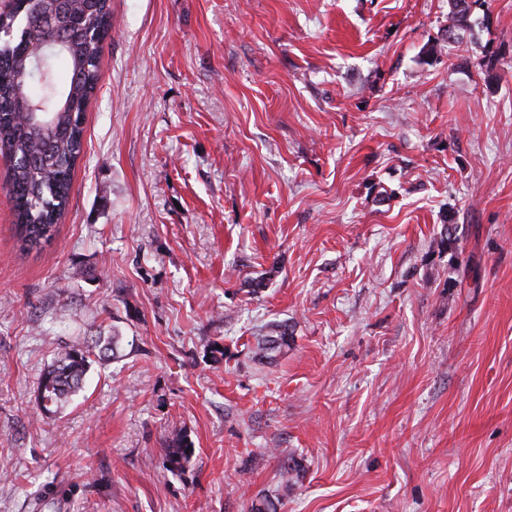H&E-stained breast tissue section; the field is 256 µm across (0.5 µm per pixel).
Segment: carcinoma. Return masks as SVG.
I'll use <instances>...</instances> for the list:
<instances>
[{
	"label": "carcinoma",
	"instance_id": "obj_1",
	"mask_svg": "<svg viewBox=\"0 0 512 512\" xmlns=\"http://www.w3.org/2000/svg\"><path fill=\"white\" fill-rule=\"evenodd\" d=\"M451 3L454 25L446 30V43L457 40L456 28L467 24L472 6L480 0ZM58 8L57 0H13L11 8L0 13V26L16 34L15 40L0 42V154L9 162L15 230L29 249H38L53 238L69 203L73 172L83 145L85 112L99 81L101 45L112 30L110 0H85L62 32L45 22V17ZM34 37L62 40L58 51L47 58L45 79L40 84L31 82V58L27 54V45ZM58 60L71 70L65 85L57 79ZM25 97L38 106V117L25 120L18 115L19 102ZM122 339L114 328L108 336H97L91 345L76 339L64 346L40 379L38 409L51 413L71 400L82 387L91 356L101 360L117 356ZM286 345L288 337L284 335L258 340L262 357L270 361ZM193 451L185 433L172 431L165 448L169 471H183Z\"/></svg>",
	"mask_w": 512,
	"mask_h": 512
}]
</instances>
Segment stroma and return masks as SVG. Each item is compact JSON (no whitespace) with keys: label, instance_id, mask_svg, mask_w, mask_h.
Masks as SVG:
<instances>
[{"label":"stroma","instance_id":"35a3bbf8","mask_svg":"<svg viewBox=\"0 0 512 512\" xmlns=\"http://www.w3.org/2000/svg\"><path fill=\"white\" fill-rule=\"evenodd\" d=\"M111 5L42 250L0 156V512H512V0ZM482 1L485 2V0ZM483 2H481L480 0H451L453 6L452 18L453 21L456 22V24L448 26V29L445 31V38L443 39L444 42H456V28L467 24L473 5H476L478 3L482 5ZM123 336L119 330H112L108 336H96L93 345L79 338L66 344L56 361L42 375L37 395V407L44 413H52L75 396L81 389L91 365V355L100 360L116 358ZM52 408H55L53 410ZM166 447L165 455L169 471L172 473L183 471L194 451L187 435L180 430L172 431L168 436Z\"/></svg>","mask_w":512,"mask_h":512}]
</instances>
